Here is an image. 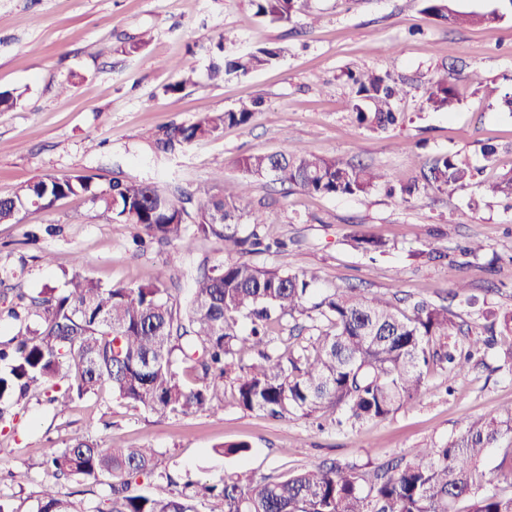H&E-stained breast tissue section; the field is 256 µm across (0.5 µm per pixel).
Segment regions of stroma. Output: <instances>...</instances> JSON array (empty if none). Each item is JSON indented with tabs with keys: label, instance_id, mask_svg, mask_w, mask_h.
I'll return each instance as SVG.
<instances>
[{
	"label": "stroma",
	"instance_id": "obj_1",
	"mask_svg": "<svg viewBox=\"0 0 512 512\" xmlns=\"http://www.w3.org/2000/svg\"><path fill=\"white\" fill-rule=\"evenodd\" d=\"M452 9L496 14L489 25L451 26L427 16L422 0H305L286 23L254 17L248 0H0V91L22 98L0 112V197L46 176L88 175L96 190L113 180H149L218 192L217 175L247 184L245 205L262 211L270 236L289 240L288 255L260 254L261 266L318 269L321 287L354 288L365 296L448 301L465 281L488 308L512 313V202L481 186L452 194L420 192L409 201L377 189L360 196L310 195L267 179H245L243 156L300 146L377 167L393 184L421 181L429 161L449 154L480 167L482 183L512 170V0H450ZM223 43L244 55L285 46L274 66L213 84L207 70ZM195 72L182 82L175 61ZM405 79L397 103L403 124L385 130L353 119L349 70ZM455 78L458 100L434 111L426 90L441 73ZM479 82H472V75ZM182 82L179 93L167 88ZM260 101L246 126L225 128L171 153L158 152V130L209 112ZM497 153L484 159L483 148ZM132 226L112 221L89 195L0 224V300L45 287L63 288L81 271L104 285L147 281L168 267L176 287L189 288L203 262L224 259L223 241L197 240L191 252L131 246ZM370 236L389 244L375 257L354 249ZM485 245L464 254L470 241ZM512 335L477 356L457 376L432 368L421 397L387 419L340 426L336 415L271 418L236 407L225 394L214 413L150 415L113 401L109 389L62 410L37 394L0 429V474L23 471V487L0 485V500L35 512V493L49 475L44 458L69 436L87 432L102 445L153 448L163 466L220 481L237 472L259 479L335 459L371 468L413 448H440L464 420L512 404V369L504 362ZM247 452L223 456L222 444Z\"/></svg>",
	"mask_w": 512,
	"mask_h": 512
}]
</instances>
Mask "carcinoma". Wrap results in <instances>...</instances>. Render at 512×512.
<instances>
[{
	"label": "carcinoma",
	"instance_id": "cac0c4a2",
	"mask_svg": "<svg viewBox=\"0 0 512 512\" xmlns=\"http://www.w3.org/2000/svg\"><path fill=\"white\" fill-rule=\"evenodd\" d=\"M301 0H249L253 15L270 23L288 22ZM423 12L457 26L490 23L492 14L452 10L448 0H423ZM286 48L270 45L234 58L222 57L209 69L212 81L246 75L278 62ZM359 103L355 119L376 129L403 118L395 103L405 83L372 71L347 74ZM457 101L455 84L444 75L431 83L427 102L435 111ZM260 102L172 124L155 142L163 151L216 137L226 126H243ZM244 173L271 178L309 194H367L383 175L334 156L300 146L255 153L239 161ZM481 169L453 156L434 158L423 173L427 186L454 193L478 184ZM221 190H168L145 181L115 180L94 191L92 177H41L11 198H0V223H17L22 210L40 203L47 210L78 192L90 195L112 221L138 230L145 239L191 251L197 238L224 241L229 258L197 271L189 296L171 294L164 269L135 287L104 286L75 271L65 288L36 296L18 295L27 312L16 334L0 342V423L6 403L18 404L55 380H68L49 401L66 408L106 384L113 400L159 416L214 413L224 405L228 370L246 349L260 362L240 367L234 402L246 411L275 418L310 417L332 409L345 421L383 420L416 400L430 366L445 364L462 372L471 354L460 356L445 343L469 337L478 351L491 342L475 337L466 320L446 306L418 300L401 308L392 301L366 298L353 289L326 288L310 302L320 276L315 270L291 272L260 267L245 254L287 252V243L262 234L266 219L245 213L246 185L219 177ZM487 194L512 199V170L484 185ZM289 318L292 329L309 331L307 345L279 353L271 348L270 326ZM512 434V406L467 421L461 435L443 448H413L408 456L368 472L334 460L284 479L255 480L237 473L218 483L178 477L160 467L157 452L145 446L102 448L90 435L75 433L45 464L57 480L108 478L96 506L87 509L75 490L63 496L53 485L38 492L37 512H198L216 500L223 512H512V459L494 471L482 465L485 452ZM158 483L159 493H143L137 479Z\"/></svg>",
	"mask_w": 512,
	"mask_h": 512
}]
</instances>
